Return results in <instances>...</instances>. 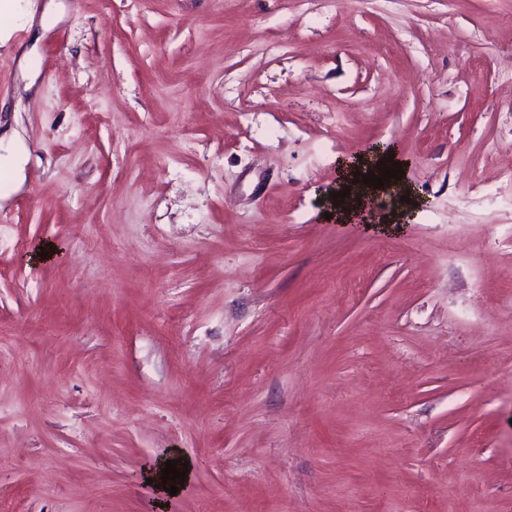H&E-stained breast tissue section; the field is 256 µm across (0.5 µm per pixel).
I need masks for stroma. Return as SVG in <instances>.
Instances as JSON below:
<instances>
[{
  "label": "stroma",
  "mask_w": 512,
  "mask_h": 512,
  "mask_svg": "<svg viewBox=\"0 0 512 512\" xmlns=\"http://www.w3.org/2000/svg\"><path fill=\"white\" fill-rule=\"evenodd\" d=\"M46 2L0 18V506L155 512L175 454L164 512H512V0H57L36 42ZM381 143L411 220L326 219ZM390 155H393L392 151H388L387 153L375 155L372 156H356V157H350L344 160H341L340 162V168H341V179L339 181L338 187L346 188L350 184L353 183H359L363 185V190H366L367 192H371L376 190L375 186H370L369 184H365L362 182L363 176H368V171H371V168L373 166V163L375 162V159L378 157H390ZM357 172H363V175H357V177H354V174H357ZM355 179H359V182H355Z\"/></svg>",
  "instance_id": "1"
}]
</instances>
